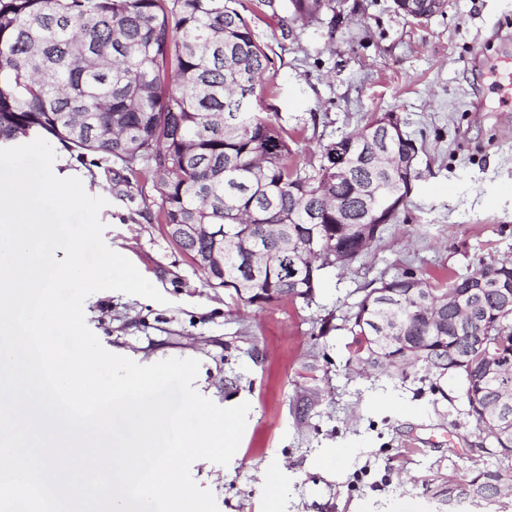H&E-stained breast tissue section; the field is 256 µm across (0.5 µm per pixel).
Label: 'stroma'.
I'll return each instance as SVG.
<instances>
[{
    "mask_svg": "<svg viewBox=\"0 0 512 512\" xmlns=\"http://www.w3.org/2000/svg\"><path fill=\"white\" fill-rule=\"evenodd\" d=\"M257 40L275 61L257 109L288 130L292 159L318 164L320 148L399 113L420 151L421 180L397 219L357 259L330 268L308 299L264 307L212 287L157 224L149 169L116 183L120 161L54 144L55 172L83 176L107 204L103 239L167 299L117 291L88 296V327L108 351L135 362L195 358L196 391L221 407L249 402L228 466L190 467L219 512H512V498L453 504L490 457L459 377L425 371L360 373L349 331L357 303L402 272L441 288L454 275L512 259V112L486 71L512 33V0H448L417 23L393 0H344V20L280 28L289 0H242ZM279 476L270 503L258 467Z\"/></svg>",
    "mask_w": 512,
    "mask_h": 512,
    "instance_id": "stroma-1",
    "label": "stroma"
}]
</instances>
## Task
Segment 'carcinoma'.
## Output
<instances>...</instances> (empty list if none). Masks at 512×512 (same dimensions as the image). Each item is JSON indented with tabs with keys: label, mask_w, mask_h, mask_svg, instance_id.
Instances as JSON below:
<instances>
[{
	"label": "carcinoma",
	"mask_w": 512,
	"mask_h": 512,
	"mask_svg": "<svg viewBox=\"0 0 512 512\" xmlns=\"http://www.w3.org/2000/svg\"><path fill=\"white\" fill-rule=\"evenodd\" d=\"M290 20L317 21L336 0H289ZM395 11L422 21L444 12L447 0H394ZM241 0H0V147L18 138L50 135L66 149L121 162L119 179L139 166L160 192L156 221L191 258L224 249L222 265L204 269L212 285L231 288L251 305L310 297L319 277L311 263L336 262L374 241L346 225L392 223L405 206L415 166L373 158L376 149L418 156L414 139L394 112L372 115L354 134L322 147L318 167L291 160L288 132L253 109L272 78L273 62L256 40ZM174 224H217L224 238L192 236ZM436 295L456 293L476 324L444 308L430 323L409 293L406 273L367 291L350 332L354 355L385 368L391 358L418 350L408 367L457 372L469 413L490 434V466L462 496L494 502L512 489V433L498 435L483 411L497 391L512 394V262L500 261L448 279ZM398 323L401 345L383 339ZM499 376L484 380L486 356Z\"/></svg>",
	"instance_id": "carcinoma-1"
}]
</instances>
